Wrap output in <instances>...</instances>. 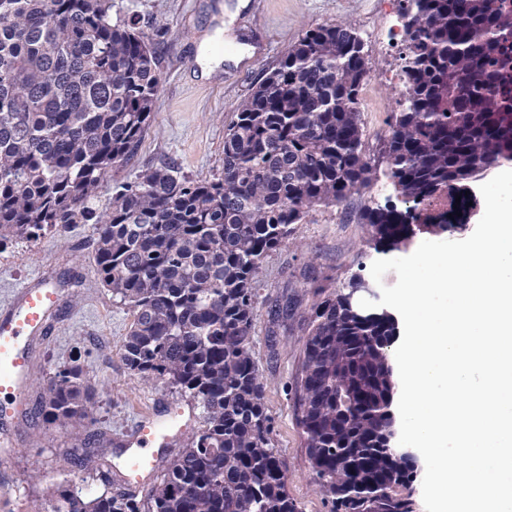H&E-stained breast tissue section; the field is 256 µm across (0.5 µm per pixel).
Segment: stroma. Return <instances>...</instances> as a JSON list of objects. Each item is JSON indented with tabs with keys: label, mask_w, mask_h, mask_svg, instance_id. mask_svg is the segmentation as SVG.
I'll use <instances>...</instances> for the list:
<instances>
[{
	"label": "stroma",
	"mask_w": 512,
	"mask_h": 512,
	"mask_svg": "<svg viewBox=\"0 0 512 512\" xmlns=\"http://www.w3.org/2000/svg\"><path fill=\"white\" fill-rule=\"evenodd\" d=\"M400 0H115L112 19L130 21L149 33L160 58L161 88L150 127L134 157L102 182L96 198L108 209L117 184L135 180L147 168L173 164L194 181L218 178L224 162V132L236 109L280 57L307 29L342 21L363 37L371 73L363 87L361 116L365 153L373 180L388 183L382 139L401 85L400 50L381 53L383 18L399 11ZM232 43L216 40V31ZM214 37L225 54L231 45L250 44L263 53L259 63L219 64L202 77L200 47ZM373 187L340 204L312 210L297 232L272 252L260 273L267 302L259 304L254 355L263 376L265 401L273 422L286 489L303 512H330L331 504L314 479L302 432L294 414L307 334L305 316L312 303L335 294L351 277L370 279L379 255L369 243L362 214L384 204ZM50 271L57 278L63 305L49 340L34 354L26 404L12 422L14 445L0 458V512H34L66 478H77L86 496L99 495L109 476L113 490H126L123 437L157 401H179V394L130 371L122 343L134 320L132 310L112 298L95 267L92 229L80 224L34 242L19 241L0 252V307L12 302L29 280ZM294 298L297 307L276 336H269L273 300ZM79 364L87 377L96 413L88 433L100 442L76 441L70 427L45 423L40 396L50 374Z\"/></svg>",
	"instance_id": "stroma-1"
}]
</instances>
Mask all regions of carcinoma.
Wrapping results in <instances>:
<instances>
[{"instance_id":"cac0c4a2","label":"carcinoma","mask_w":512,"mask_h":512,"mask_svg":"<svg viewBox=\"0 0 512 512\" xmlns=\"http://www.w3.org/2000/svg\"><path fill=\"white\" fill-rule=\"evenodd\" d=\"M113 7L0 0V251L90 225L97 274L134 313L124 364L196 402L203 424L145 496L114 493L106 478L87 498L67 482L36 512H303L252 354L259 276L310 210L371 180L363 40L343 22L305 31L239 103L220 177L152 167L101 211L99 186L137 152L161 88L153 38L112 22ZM403 16L412 101L383 141L402 206L363 215L384 253L407 247L415 225L440 235L465 223L477 206L469 182L512 161V0H403ZM359 283L310 307L295 417L331 512H410L393 489L414 466L385 437L397 326L351 309ZM42 411L87 428L94 404L80 368L52 373Z\"/></svg>"}]
</instances>
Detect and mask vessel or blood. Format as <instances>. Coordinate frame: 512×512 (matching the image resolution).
<instances>
[{
  "instance_id": "obj_1",
  "label": "vessel or blood",
  "mask_w": 512,
  "mask_h": 512,
  "mask_svg": "<svg viewBox=\"0 0 512 512\" xmlns=\"http://www.w3.org/2000/svg\"><path fill=\"white\" fill-rule=\"evenodd\" d=\"M62 304V294L47 276L27 282L15 301L0 308V437L9 438L10 421L23 402L31 371V345L47 339L54 330L53 318ZM196 421L194 412L171 403L153 410L129 435L132 452L128 480L138 488L148 487L160 459L175 447Z\"/></svg>"
}]
</instances>
